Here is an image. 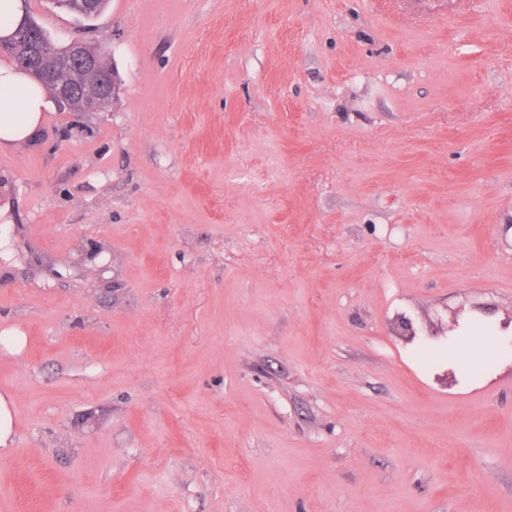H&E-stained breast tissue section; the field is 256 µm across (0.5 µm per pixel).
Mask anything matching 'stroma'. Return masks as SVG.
I'll list each match as a JSON object with an SVG mask.
<instances>
[{"label": "stroma", "mask_w": 512, "mask_h": 512, "mask_svg": "<svg viewBox=\"0 0 512 512\" xmlns=\"http://www.w3.org/2000/svg\"><path fill=\"white\" fill-rule=\"evenodd\" d=\"M27 2L117 91L0 151V512H512V0ZM108 0H54L56 7L71 14L81 12L87 18L98 16L104 9ZM28 343L26 333L17 326L4 328L0 331L1 349L10 354H20ZM510 335L473 329L448 343V355L455 356L461 365L473 367L475 372L471 375L479 376L489 371L501 356L510 352L512 357V332ZM17 438L15 397L11 392H0V458L9 455Z\"/></svg>", "instance_id": "35a3bbf8"}]
</instances>
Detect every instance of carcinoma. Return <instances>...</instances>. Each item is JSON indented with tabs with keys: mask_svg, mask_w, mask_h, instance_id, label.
Returning a JSON list of instances; mask_svg holds the SVG:
<instances>
[{
	"mask_svg": "<svg viewBox=\"0 0 512 512\" xmlns=\"http://www.w3.org/2000/svg\"><path fill=\"white\" fill-rule=\"evenodd\" d=\"M108 0H54L56 7L71 14L81 12L92 18L99 15ZM16 45L4 47L0 55L8 56L12 62L33 74V81L41 89L54 91L57 84L66 80L74 85L83 84L87 80L104 81L112 78V69L105 67L104 60L107 48L101 45L96 48L86 47L87 54L97 57L98 67H90L83 74L72 65L71 51L67 47L42 52L41 45L46 42L49 33L34 18L29 17L27 26L12 33Z\"/></svg>",
	"mask_w": 512,
	"mask_h": 512,
	"instance_id": "cac0c4a2",
	"label": "carcinoma"
}]
</instances>
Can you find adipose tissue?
<instances>
[{"mask_svg":"<svg viewBox=\"0 0 512 512\" xmlns=\"http://www.w3.org/2000/svg\"><path fill=\"white\" fill-rule=\"evenodd\" d=\"M47 105L44 90L33 88L26 74L0 64V150L30 138ZM448 353L481 375L512 353V335L472 330L449 343Z\"/></svg>","mask_w":512,"mask_h":512,"instance_id":"obj_1","label":"adipose tissue"}]
</instances>
